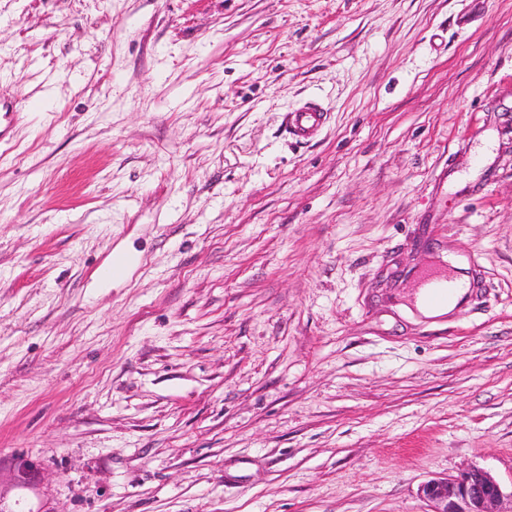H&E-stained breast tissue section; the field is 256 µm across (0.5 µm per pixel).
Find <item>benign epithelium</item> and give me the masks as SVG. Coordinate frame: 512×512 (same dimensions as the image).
I'll list each match as a JSON object with an SVG mask.
<instances>
[{
  "instance_id": "benign-epithelium-1",
  "label": "benign epithelium",
  "mask_w": 512,
  "mask_h": 512,
  "mask_svg": "<svg viewBox=\"0 0 512 512\" xmlns=\"http://www.w3.org/2000/svg\"><path fill=\"white\" fill-rule=\"evenodd\" d=\"M429 512H495L504 497L501 484L488 472L472 468L457 476L431 479L421 485Z\"/></svg>"
}]
</instances>
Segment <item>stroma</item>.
Here are the masks:
<instances>
[{"label":"stroma","instance_id":"35a3bbf8","mask_svg":"<svg viewBox=\"0 0 512 512\" xmlns=\"http://www.w3.org/2000/svg\"><path fill=\"white\" fill-rule=\"evenodd\" d=\"M0 108L5 512L512 488V0H0ZM326 118L325 108L317 102L309 101L299 108L286 112L285 131L289 137L297 141H306L321 132ZM420 289L416 295L417 309L427 317L441 316L449 313L455 307V303L447 304L441 307H431L421 302L422 288H425L424 300L429 304L446 303L455 295H458L465 288V285L458 281V278L449 275L442 279L435 273H424L419 276Z\"/></svg>","mask_w":512,"mask_h":512}]
</instances>
